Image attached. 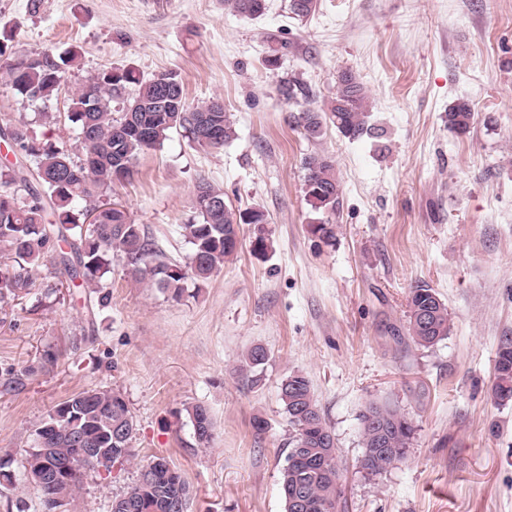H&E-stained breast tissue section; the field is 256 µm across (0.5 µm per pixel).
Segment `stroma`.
Segmentation results:
<instances>
[{
    "instance_id": "stroma-1",
    "label": "stroma",
    "mask_w": 512,
    "mask_h": 512,
    "mask_svg": "<svg viewBox=\"0 0 512 512\" xmlns=\"http://www.w3.org/2000/svg\"><path fill=\"white\" fill-rule=\"evenodd\" d=\"M266 4L250 19L225 0H0V34H13L16 54L81 51L49 103L0 78V116L49 110L55 122L37 133L53 142L71 143L73 94L110 67L176 74L192 104L223 99L234 139L207 149L171 133L113 190L165 261H188L182 226L198 178L267 218L241 225L237 254L179 298L133 282L117 256L106 308L74 288L0 312V366L29 372L22 387L0 383V457L22 474L46 413L109 387L136 421V459L89 473L70 512H110L156 456L189 483L191 512H285L291 428L280 386L300 372L336 437L339 512H512V400L492 397L497 352L512 337V0H317L304 19L289 0ZM345 71L368 96V133L352 141L329 126L306 139L288 122L295 106L281 80L320 107ZM460 99L475 112L463 135L446 117ZM312 153L335 162L334 214L306 198ZM325 219L336 226L327 243L309 232ZM260 235L268 249L257 255ZM419 285L452 321L428 348L399 341ZM257 344L268 359L254 385L238 367ZM371 402L397 405L415 434L402 462L369 478L361 413ZM195 403L216 422L208 448L186 412Z\"/></svg>"
}]
</instances>
